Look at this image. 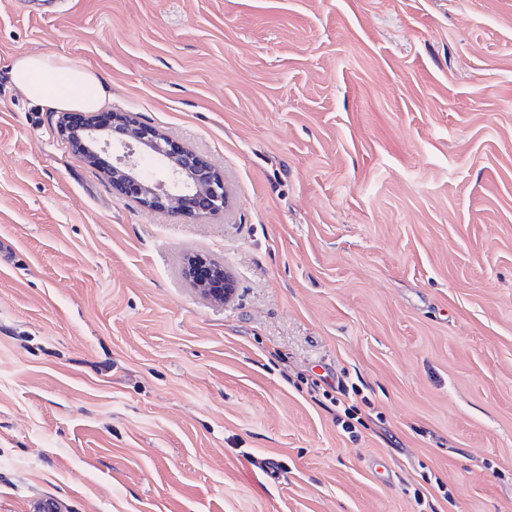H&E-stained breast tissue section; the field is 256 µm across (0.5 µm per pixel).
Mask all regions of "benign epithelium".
<instances>
[{
  "instance_id": "benign-epithelium-1",
  "label": "benign epithelium",
  "mask_w": 512,
  "mask_h": 512,
  "mask_svg": "<svg viewBox=\"0 0 512 512\" xmlns=\"http://www.w3.org/2000/svg\"><path fill=\"white\" fill-rule=\"evenodd\" d=\"M97 114L87 113L74 120L72 114L61 116L59 131L72 152L88 165L103 153H112V165L106 170L112 188L136 201L141 207L172 209L177 215L196 218L224 211L228 195L223 176L203 157L179 146L160 131L142 124L128 112L112 113V126L96 121ZM147 150L166 170L163 180H149L138 173V157ZM185 274L204 297L227 304L236 288L224 268L207 264L198 257L187 259Z\"/></svg>"
}]
</instances>
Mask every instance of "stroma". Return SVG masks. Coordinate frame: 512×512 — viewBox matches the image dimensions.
<instances>
[{
    "label": "stroma",
    "instance_id": "35a3bbf8",
    "mask_svg": "<svg viewBox=\"0 0 512 512\" xmlns=\"http://www.w3.org/2000/svg\"><path fill=\"white\" fill-rule=\"evenodd\" d=\"M39 53L224 212L118 195L14 90ZM43 502L512 512V0H0V512ZM202 270L205 272L202 273ZM185 274L196 283V289L202 296L214 302L227 304L235 296L234 281L220 265L206 264L199 257L188 258ZM212 283H217L220 288H210Z\"/></svg>",
    "mask_w": 512,
    "mask_h": 512
}]
</instances>
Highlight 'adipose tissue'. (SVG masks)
Listing matches in <instances>:
<instances>
[{
	"mask_svg": "<svg viewBox=\"0 0 512 512\" xmlns=\"http://www.w3.org/2000/svg\"><path fill=\"white\" fill-rule=\"evenodd\" d=\"M10 78L21 95L55 110H96L109 91L95 72L63 55L19 56Z\"/></svg>",
	"mask_w": 512,
	"mask_h": 512,
	"instance_id": "ef3b65f1",
	"label": "adipose tissue"
}]
</instances>
